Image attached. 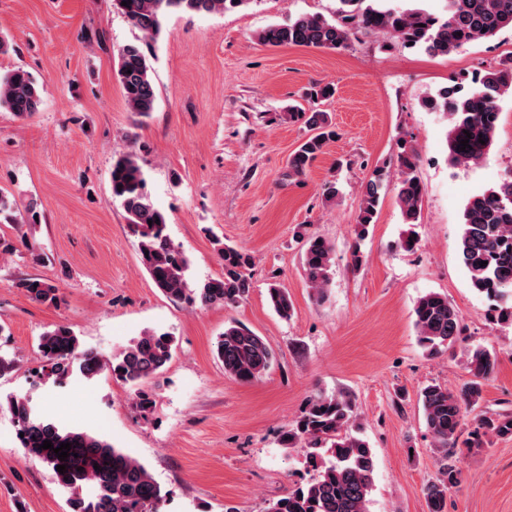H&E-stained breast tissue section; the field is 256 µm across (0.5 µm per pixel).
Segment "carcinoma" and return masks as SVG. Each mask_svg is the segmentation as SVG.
<instances>
[{
	"instance_id": "cac0c4a2",
	"label": "carcinoma",
	"mask_w": 512,
	"mask_h": 512,
	"mask_svg": "<svg viewBox=\"0 0 512 512\" xmlns=\"http://www.w3.org/2000/svg\"><path fill=\"white\" fill-rule=\"evenodd\" d=\"M252 0H131L117 8L143 33V41L125 45L119 52L117 78L129 111L147 117L155 109L156 92L151 78L149 49L161 34L165 17L173 12L210 14L233 10ZM336 17L302 14L286 23H274L257 38L269 47L299 46L344 50L359 36L383 34L403 47L431 56H446L462 46L490 38L505 28L512 29V0H445L444 14L424 8L401 9L391 0H338ZM335 88L313 82L303 92L309 108L291 106L288 122L303 123L309 135L288 157L284 176L297 179L336 137L329 113L321 105L333 97ZM512 95V54L472 74L456 78L436 95L423 101L432 112L449 117L448 157L454 165H477L492 147L497 130L500 101ZM42 103L39 85L24 69L0 75V108L19 118H30ZM469 148L460 150V141ZM398 152L372 170L362 183V199L352 245V264L362 265L360 242L376 222L382 196L395 192L402 223H419L425 187L418 173V154L399 138ZM112 197L119 200L131 232L138 240L140 263L154 284L175 302L190 306L235 307L245 300L251 287V257L244 251L214 239L222 274L193 285L187 278L189 260L165 233L168 218L155 207L147 191L141 166L131 155L112 162ZM305 277L315 291L316 301L325 299L331 283L334 247L322 236L301 226ZM460 260L471 288L501 302L496 309L503 319L512 317V173L499 184L471 196L463 210ZM487 265L482 266L480 262ZM16 287L33 303L56 306L60 288L38 278H25ZM268 303L288 320L293 304L288 292L273 284ZM418 343L431 356L464 341L466 326L460 312L437 292L420 296L413 308ZM174 337L147 329L128 345L104 356L86 348L65 324L45 331L38 341L41 381H58L77 374L86 380L107 372L137 389L135 408L151 412L153 398L142 386L161 372L174 352ZM224 374L241 383L260 381L276 361L267 341L243 324L232 322L215 344ZM497 367V355L478 345L467 350L466 370L470 380L454 392L438 384L425 385L419 394L423 420L435 447L441 453L438 476L425 488L428 512H446L448 491L457 484L460 469L455 459L466 417L480 406L483 382ZM24 454L42 462L56 483L70 494L71 512H160L166 492L148 468L100 434L65 427L45 417L28 393L6 400ZM356 404L346 392L316 393L309 397L303 413L282 434L285 448H301L304 464L313 477L285 495L266 503L264 512H369L375 461L372 449L355 426ZM512 437V412H481L463 442L467 448H483L493 438ZM70 444L69 457L60 461L56 453L43 449ZM66 465L65 473L56 466Z\"/></svg>"
}]
</instances>
